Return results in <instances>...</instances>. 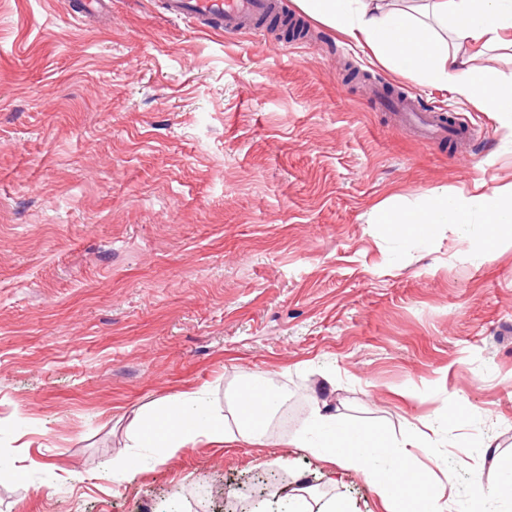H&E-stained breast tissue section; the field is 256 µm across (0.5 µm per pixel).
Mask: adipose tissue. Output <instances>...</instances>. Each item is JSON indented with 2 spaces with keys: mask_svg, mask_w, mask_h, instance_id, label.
<instances>
[{
  "mask_svg": "<svg viewBox=\"0 0 512 512\" xmlns=\"http://www.w3.org/2000/svg\"><path fill=\"white\" fill-rule=\"evenodd\" d=\"M312 18L345 36L353 47L370 50L383 65L393 63L418 72L428 82L447 88L491 112H512V79L504 80L479 59L499 47L512 49V0H424L395 10L385 0H299ZM497 227L512 224V184L464 195L436 187L424 208L382 203L374 210L378 224L407 231L425 224H454L469 240L474 214ZM286 401L276 382L262 373L250 374L236 395V427L228 429L205 393L175 397L169 407L141 423L132 445L161 448L173 455L199 440L231 443L261 440L271 419ZM210 414L207 424L196 414ZM298 448H323L329 457L363 475L391 502L392 512H447L446 484L433 481L411 462L416 445L399 444L401 463L388 471L373 466V456L390 447L387 434L347 428L328 406L312 404L294 440Z\"/></svg>",
  "mask_w": 512,
  "mask_h": 512,
  "instance_id": "ef3b65f1",
  "label": "adipose tissue"
}]
</instances>
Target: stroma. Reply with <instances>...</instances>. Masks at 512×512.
Returning a JSON list of instances; mask_svg holds the SVG:
<instances>
[{
	"label": "stroma",
	"instance_id": "35a3bbf8",
	"mask_svg": "<svg viewBox=\"0 0 512 512\" xmlns=\"http://www.w3.org/2000/svg\"><path fill=\"white\" fill-rule=\"evenodd\" d=\"M0 0V512H225L251 475L323 512H388L360 474L293 438L314 401L397 442L448 439L449 505L512 512V229L460 242L373 221L391 198L512 183V116L370 63L312 17L286 46L166 17L158 0ZM381 85L474 138L414 139ZM488 259H480L482 250ZM263 372L288 406L258 442L155 461L136 425L181 392L229 408ZM468 402L466 419L445 405ZM494 453H485L484 442ZM131 460L112 483V461Z\"/></svg>",
	"mask_w": 512,
	"mask_h": 512
}]
</instances>
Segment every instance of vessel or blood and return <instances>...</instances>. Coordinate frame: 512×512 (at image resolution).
I'll return each instance as SVG.
<instances>
[{
	"instance_id": "vessel-or-blood-1",
	"label": "vessel or blood",
	"mask_w": 512,
	"mask_h": 512,
	"mask_svg": "<svg viewBox=\"0 0 512 512\" xmlns=\"http://www.w3.org/2000/svg\"><path fill=\"white\" fill-rule=\"evenodd\" d=\"M161 5L172 19L236 35L242 20L266 12L268 0H161ZM379 103L384 110L398 113L404 126L419 139L438 142L456 129L447 113L422 109L416 96L383 97Z\"/></svg>"
}]
</instances>
